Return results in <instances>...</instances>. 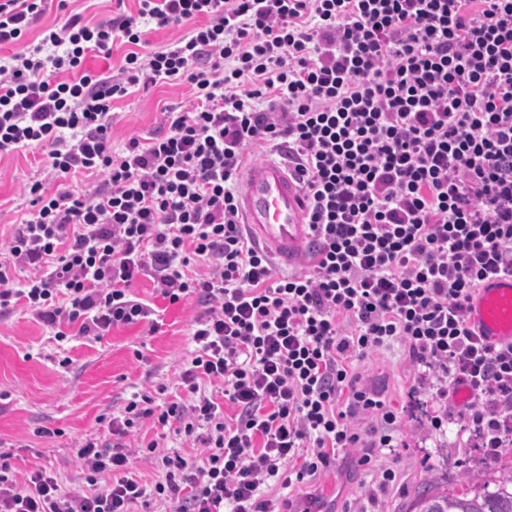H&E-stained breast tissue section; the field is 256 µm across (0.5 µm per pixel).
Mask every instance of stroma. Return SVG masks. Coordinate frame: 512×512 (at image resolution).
Instances as JSON below:
<instances>
[{
  "mask_svg": "<svg viewBox=\"0 0 512 512\" xmlns=\"http://www.w3.org/2000/svg\"><path fill=\"white\" fill-rule=\"evenodd\" d=\"M136 7L135 0H67L58 11L50 0L41 25L24 40L36 42L42 25L60 14L81 15L96 22L111 18L118 5ZM188 85L158 83L139 86L112 105V142L122 145L133 136L151 137L163 130V112L189 110ZM46 152L30 148L0 156V263L8 262V242L25 218L29 198L24 189L42 181L57 183L46 170ZM131 292L142 302L166 309L162 327L148 333L141 325L113 328L100 339L76 336L57 342L50 331L24 307L0 315V451L8 453L18 484L43 468L71 488L82 486L77 452L84 441L111 442L110 417L119 415L137 394L168 401L182 396L179 371L192 355V325L205 308L195 298L168 307L150 275L138 277ZM361 382L382 391L390 406L405 411V449L388 455L371 449L369 464L361 450L339 455L313 482L276 489L277 501L292 502L295 512H406L415 492L429 479L449 491L470 486L493 488L502 470L512 469V445L497 459L486 458L470 432L449 422L445 431L432 430L420 412L409 410L406 389L413 372L400 349L369 356L359 365ZM177 424L164 428L145 425L146 439L158 440L162 452L177 453L204 465L197 441L178 434ZM394 467L398 484L379 490L374 475Z\"/></svg>",
  "mask_w": 512,
  "mask_h": 512,
  "instance_id": "1",
  "label": "stroma"
}]
</instances>
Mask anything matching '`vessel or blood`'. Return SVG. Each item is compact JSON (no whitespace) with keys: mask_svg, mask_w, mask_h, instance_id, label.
<instances>
[{"mask_svg":"<svg viewBox=\"0 0 512 512\" xmlns=\"http://www.w3.org/2000/svg\"><path fill=\"white\" fill-rule=\"evenodd\" d=\"M244 222L282 261L302 253L308 236L300 182L287 165L271 160L248 168L241 182ZM468 320L486 341L512 343V274L487 278L470 303Z\"/></svg>","mask_w":512,"mask_h":512,"instance_id":"obj_1","label":"vessel or blood"}]
</instances>
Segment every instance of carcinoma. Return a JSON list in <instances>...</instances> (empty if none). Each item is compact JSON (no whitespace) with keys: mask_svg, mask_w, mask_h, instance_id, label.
I'll use <instances>...</instances> for the list:
<instances>
[{"mask_svg":"<svg viewBox=\"0 0 512 512\" xmlns=\"http://www.w3.org/2000/svg\"><path fill=\"white\" fill-rule=\"evenodd\" d=\"M407 512H512V471L502 475L494 490L472 496L467 490L450 495L429 484L416 494Z\"/></svg>","mask_w":512,"mask_h":512,"instance_id":"cac0c4a2","label":"carcinoma"}]
</instances>
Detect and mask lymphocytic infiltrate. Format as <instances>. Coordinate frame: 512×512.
<instances>
[{"label":"lymphocytic infiltrate","instance_id":"f902f5d3","mask_svg":"<svg viewBox=\"0 0 512 512\" xmlns=\"http://www.w3.org/2000/svg\"><path fill=\"white\" fill-rule=\"evenodd\" d=\"M136 2L95 24L60 17L32 45L46 0H0V45L17 46L0 58V155L40 146L55 178H94L28 187L0 311L25 303L58 341L155 331L130 292L152 273L168 304L206 308L180 373L193 400H130L112 444L78 451L85 494L43 469L18 487L0 454V512H276L263 486L307 483L347 448L402 447L403 414L358 372L397 345L431 427L467 387L459 417L496 458L512 442V343L486 342L467 312L486 277L512 272V0ZM150 24L189 31L144 52ZM118 39L131 47L118 76L86 68ZM142 81L188 84L193 105L114 150L112 103ZM261 145L301 181L308 274L277 275L244 222L238 182ZM193 263L210 275L189 276ZM206 378L223 402L201 395ZM146 419L200 436L205 466L153 440L142 451L164 477H129L124 439Z\"/></svg>","mask_w":512,"mask_h":512}]
</instances>
